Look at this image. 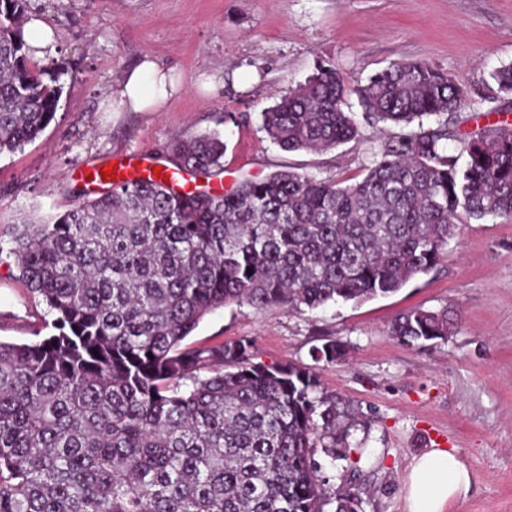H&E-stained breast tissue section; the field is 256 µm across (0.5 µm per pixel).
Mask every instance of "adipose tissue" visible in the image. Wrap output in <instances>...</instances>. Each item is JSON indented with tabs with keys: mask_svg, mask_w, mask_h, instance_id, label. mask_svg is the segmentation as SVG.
Returning a JSON list of instances; mask_svg holds the SVG:
<instances>
[{
	"mask_svg": "<svg viewBox=\"0 0 512 512\" xmlns=\"http://www.w3.org/2000/svg\"><path fill=\"white\" fill-rule=\"evenodd\" d=\"M168 68L152 55H144L134 68L126 70L112 89L116 112H159L169 98L183 90ZM471 474L458 454L433 448L417 457L405 480L406 512H445L448 504L465 496Z\"/></svg>",
	"mask_w": 512,
	"mask_h": 512,
	"instance_id": "adipose-tissue-1",
	"label": "adipose tissue"
}]
</instances>
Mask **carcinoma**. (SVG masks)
<instances>
[{"label":"carcinoma","mask_w":512,"mask_h":512,"mask_svg":"<svg viewBox=\"0 0 512 512\" xmlns=\"http://www.w3.org/2000/svg\"><path fill=\"white\" fill-rule=\"evenodd\" d=\"M28 0H0V155L54 120L65 65L37 63L24 38ZM512 95V66L489 75ZM335 65L262 112L284 151H323L358 136ZM364 112L402 129L352 184L293 171L222 194H178L136 180L12 237L21 279L53 333L0 341V512H360L320 479L315 448L347 457L352 418L312 368L254 361L247 339L183 342L215 309L316 310L386 297L446 255L460 214L512 218V126L448 152L466 91L420 62L357 89ZM435 118L437 126L423 128ZM216 132L170 146L169 171H223ZM448 309L397 317L390 335L445 340ZM330 340L317 362H338Z\"/></svg>","instance_id":"1"}]
</instances>
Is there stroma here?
Listing matches in <instances>:
<instances>
[{
	"mask_svg": "<svg viewBox=\"0 0 512 512\" xmlns=\"http://www.w3.org/2000/svg\"><path fill=\"white\" fill-rule=\"evenodd\" d=\"M54 29L56 60L71 86L32 142L0 155V340L49 335L44 306L19 279L14 229L52 223L87 194L81 166L133 154L167 163L177 136L216 132L224 171L203 180L222 193L242 179L291 170L352 183L366 174L393 126L366 116L356 89L395 63L418 61L472 89L450 119L460 152L469 136L512 124V96L493 97L490 73L512 65V0H29ZM152 54L188 83L160 112H116L108 99L121 73ZM333 61L348 88L359 136L322 152H286L262 129L279 91ZM447 309L446 340L407 345L391 322L413 309ZM240 338L255 361L315 367L326 394L356 416L348 459L319 456L333 494H355L361 512H405L404 481L433 443L455 450L472 483L447 512H512V218L461 217L447 255L392 295L315 311L229 305L206 315L187 345ZM341 341L336 363L313 347Z\"/></svg>",
	"mask_w": 512,
	"mask_h": 512,
	"instance_id": "35a3bbf8",
	"label": "stroma"
}]
</instances>
